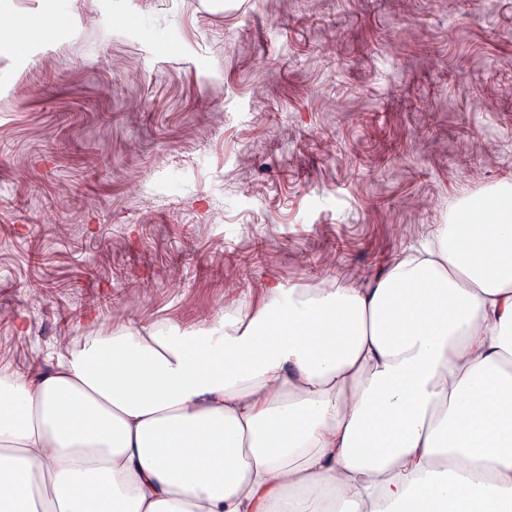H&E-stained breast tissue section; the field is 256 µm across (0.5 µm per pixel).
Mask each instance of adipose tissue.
<instances>
[{"mask_svg": "<svg viewBox=\"0 0 512 512\" xmlns=\"http://www.w3.org/2000/svg\"><path fill=\"white\" fill-rule=\"evenodd\" d=\"M0 370V512H512V185L376 276Z\"/></svg>", "mask_w": 512, "mask_h": 512, "instance_id": "obj_1", "label": "adipose tissue"}]
</instances>
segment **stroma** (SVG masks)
I'll return each instance as SVG.
<instances>
[{
  "label": "stroma",
  "mask_w": 512,
  "mask_h": 512,
  "mask_svg": "<svg viewBox=\"0 0 512 512\" xmlns=\"http://www.w3.org/2000/svg\"><path fill=\"white\" fill-rule=\"evenodd\" d=\"M0 366L366 276L512 183V0H0Z\"/></svg>",
  "instance_id": "35a3bbf8"
}]
</instances>
